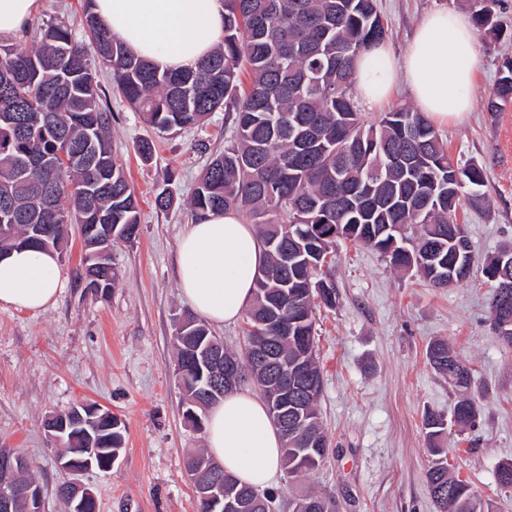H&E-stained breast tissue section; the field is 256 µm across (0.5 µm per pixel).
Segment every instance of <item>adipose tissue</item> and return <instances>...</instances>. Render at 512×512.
Masks as SVG:
<instances>
[{"label": "adipose tissue", "mask_w": 512, "mask_h": 512, "mask_svg": "<svg viewBox=\"0 0 512 512\" xmlns=\"http://www.w3.org/2000/svg\"><path fill=\"white\" fill-rule=\"evenodd\" d=\"M93 11L112 40L162 70L193 67L224 37V0H94ZM479 66L467 17L434 11L417 25L402 59L378 43L358 55L354 77L373 108L408 78L420 111L448 123L470 111ZM265 259L254 225L231 211L210 214L189 224L178 241L180 293L209 323L236 322L253 299ZM64 286L57 254L32 248L0 254V306L43 311ZM205 442L209 455L240 483L263 489L281 474L282 438L256 394L227 392L209 411Z\"/></svg>", "instance_id": "ef3b65f1"}]
</instances>
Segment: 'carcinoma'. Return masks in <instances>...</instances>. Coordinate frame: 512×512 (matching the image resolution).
<instances>
[{
  "mask_svg": "<svg viewBox=\"0 0 512 512\" xmlns=\"http://www.w3.org/2000/svg\"><path fill=\"white\" fill-rule=\"evenodd\" d=\"M499 0H474L473 21L495 37ZM86 25L94 54L112 67L117 88L130 107L143 113L161 133L173 135L204 124L220 109L232 132L224 152L204 169L189 207L197 220L215 212L242 214L256 226L267 247V263L256 280L246 315L245 352L224 354L247 368L257 348L268 347L283 363L302 362L321 376L315 347L314 307L336 303V288L326 282L327 256L341 241L370 248L402 271H413L429 285L442 287V275L474 261L458 248L455 236L468 234L457 222L460 203L480 212L489 208L486 172L472 161L459 164L448 154L437 130L422 112L396 106L376 123L364 120L353 92L354 63L369 45L387 36L377 0H224V40L195 67L161 71L113 41L91 8ZM250 78L241 83V72ZM512 103V60L503 62L487 100L499 112ZM112 112L100 103L98 83L86 43L66 25L45 29L40 43L21 50L0 44V253L27 247L62 253L70 225L80 226L83 274L96 277L106 294L116 287L113 264L95 266L91 245L131 243L138 234L140 208L124 167L113 153ZM295 242L304 254L288 266L278 247ZM482 273L493 283L492 317L500 294L512 306V247L488 256ZM288 291L283 315L288 334L259 337L257 320ZM190 333L174 337L182 369L183 417L201 413L212 389L205 368L191 361V348L215 342L202 319L187 315ZM430 366L448 376L458 391L455 423L473 427L480 406L464 389L471 369L444 341L426 349ZM267 405L276 400L280 381L272 372L253 381ZM322 386L295 395L308 413L307 424L288 432L305 449L295 456L282 450L290 476L319 468L329 438L318 413ZM94 447L120 448L126 427L110 428L109 410L98 412ZM424 428L433 459L428 470L431 497L441 512H465L478 499L471 484L448 475L442 441V414L428 411ZM188 470L224 478L221 464L202 453L188 455ZM32 465L13 475L22 488L41 485ZM305 512H332L318 495L300 497Z\"/></svg>",
  "mask_w": 512,
  "mask_h": 512,
  "instance_id": "carcinoma-1",
  "label": "carcinoma"
}]
</instances>
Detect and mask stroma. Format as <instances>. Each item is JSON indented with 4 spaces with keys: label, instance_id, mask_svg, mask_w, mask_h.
I'll list each match as a JSON object with an SVG mask.
<instances>
[{
    "label": "stroma",
    "instance_id": "obj_1",
    "mask_svg": "<svg viewBox=\"0 0 512 512\" xmlns=\"http://www.w3.org/2000/svg\"><path fill=\"white\" fill-rule=\"evenodd\" d=\"M473 0H378L387 41L403 55L418 22L436 10L471 14ZM84 0H41L13 44H32L46 24L66 21L83 34ZM497 13L507 32L475 30L480 71L472 109L459 123L439 125L451 156L482 164L488 211L460 208L478 256L512 246V104L490 113L486 100L504 60L512 59V0ZM112 111V146L126 166L140 207L139 235L117 244L118 284L107 295L80 283L81 239L59 258L65 286L56 303L33 312L0 308V447L20 449L36 463L45 512H65L56 496L64 475L43 429L46 413L77 402L112 410L125 424V447L111 471L81 480L97 493L99 512H197L186 456L205 445L204 433L182 416L174 373L173 337L188 303L175 276L178 240L192 218L186 201L211 158L229 138L223 112L202 128L169 137L153 133L119 93L106 65L96 67ZM153 137L156 151L142 161L136 144ZM170 186V209L155 195ZM335 306L315 308L316 352L323 375L318 401L330 447L308 474L281 475L275 512H293L297 496L315 492L333 512H436L427 473L431 452L423 413L450 414L455 393L426 358L430 340L447 341L472 369L469 394L482 405L475 428L449 429L448 466L468 480L495 512H512V489L499 487L497 465L512 459V349L493 333L494 290L481 270L448 288L400 274L375 251L340 244L330 267Z\"/></svg>",
    "mask_w": 512,
    "mask_h": 512
}]
</instances>
